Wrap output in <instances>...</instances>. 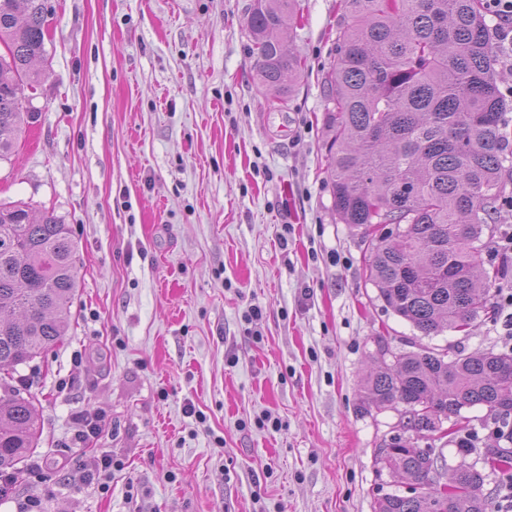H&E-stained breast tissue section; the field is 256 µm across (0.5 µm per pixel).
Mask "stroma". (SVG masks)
I'll list each match as a JSON object with an SVG mask.
<instances>
[{
    "label": "stroma",
    "mask_w": 512,
    "mask_h": 512,
    "mask_svg": "<svg viewBox=\"0 0 512 512\" xmlns=\"http://www.w3.org/2000/svg\"><path fill=\"white\" fill-rule=\"evenodd\" d=\"M252 3L43 0L0 203L69 225L78 292L64 341L17 368L41 447L0 512H373L394 489L374 450L401 432L396 410L362 408L377 339L512 350L501 313L424 337L380 298L323 170L340 0H296L284 36L306 70L284 107L253 76ZM80 410L102 417L83 443ZM463 414L471 454L419 446L481 464L494 425Z\"/></svg>",
    "instance_id": "stroma-1"
}]
</instances>
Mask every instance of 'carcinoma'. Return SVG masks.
Listing matches in <instances>:
<instances>
[{
	"mask_svg": "<svg viewBox=\"0 0 512 512\" xmlns=\"http://www.w3.org/2000/svg\"><path fill=\"white\" fill-rule=\"evenodd\" d=\"M296 0H254L247 18L258 82L284 104L304 62L283 42ZM336 59L322 76L325 173L343 224H392L370 240L368 277L398 316L424 336L467 335L494 306L503 269L484 267L482 236L497 223L512 148L501 61L483 0H341ZM0 160L32 113L24 89L44 57L42 0H0ZM77 245L68 225L27 206L0 203V474L22 473L40 424L33 400L12 385L17 366L59 343L78 290ZM365 411L399 410L402 428L433 433L465 408L482 406L512 442V353L466 354L378 342ZM378 472L410 492L378 497L374 512H495L488 475L464 463L448 469L444 449L401 435L374 453ZM484 463L512 472V448L485 450Z\"/></svg>",
	"mask_w": 512,
	"mask_h": 512,
	"instance_id": "obj_1",
	"label": "carcinoma"
}]
</instances>
